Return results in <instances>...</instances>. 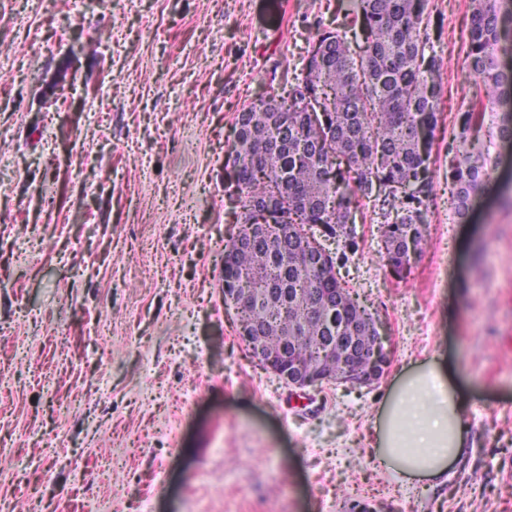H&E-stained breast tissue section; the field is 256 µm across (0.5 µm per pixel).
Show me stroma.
<instances>
[{
    "label": "stroma",
    "instance_id": "stroma-1",
    "mask_svg": "<svg viewBox=\"0 0 512 512\" xmlns=\"http://www.w3.org/2000/svg\"><path fill=\"white\" fill-rule=\"evenodd\" d=\"M0 0V499L27 512H512V143L457 223L448 156L476 80L471 0H428L445 89L428 246L385 265L368 199L336 266L392 348L370 386L288 387L224 304L239 113L283 91L337 0ZM439 356L474 446L404 488L364 450L411 362Z\"/></svg>",
    "mask_w": 512,
    "mask_h": 512
}]
</instances>
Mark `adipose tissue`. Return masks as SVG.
<instances>
[{
  "label": "adipose tissue",
  "mask_w": 512,
  "mask_h": 512,
  "mask_svg": "<svg viewBox=\"0 0 512 512\" xmlns=\"http://www.w3.org/2000/svg\"><path fill=\"white\" fill-rule=\"evenodd\" d=\"M468 406L453 370L441 360L413 363L396 376L377 408L366 453L400 485L443 486L449 468L471 447Z\"/></svg>",
  "instance_id": "ef3b65f1"
}]
</instances>
